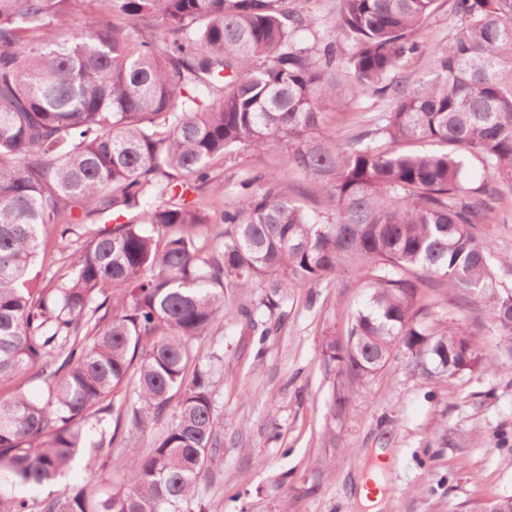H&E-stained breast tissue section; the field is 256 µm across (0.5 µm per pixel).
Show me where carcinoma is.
Listing matches in <instances>:
<instances>
[{"instance_id": "cac0c4a2", "label": "carcinoma", "mask_w": 512, "mask_h": 512, "mask_svg": "<svg viewBox=\"0 0 512 512\" xmlns=\"http://www.w3.org/2000/svg\"><path fill=\"white\" fill-rule=\"evenodd\" d=\"M79 0H0V385L33 375L35 397L0 395V512H210L201 485L222 460L213 369L194 341L224 324V299L260 282L269 311L299 283L372 273L346 338L325 353L356 383L400 353L453 374L495 359L462 329L430 332L420 290L448 280L512 337V288L473 229L464 157L512 181V0H452L458 17L432 67L403 60L438 0H339L346 40L309 42L293 0H99L100 22L56 35ZM389 102L348 140L316 137L326 104ZM427 141L440 151L387 144ZM281 146L224 203L216 159ZM323 191V221L283 191ZM73 238L71 272L34 281L42 236ZM170 424L123 485L30 495L69 471L90 431L124 448Z\"/></svg>"}]
</instances>
